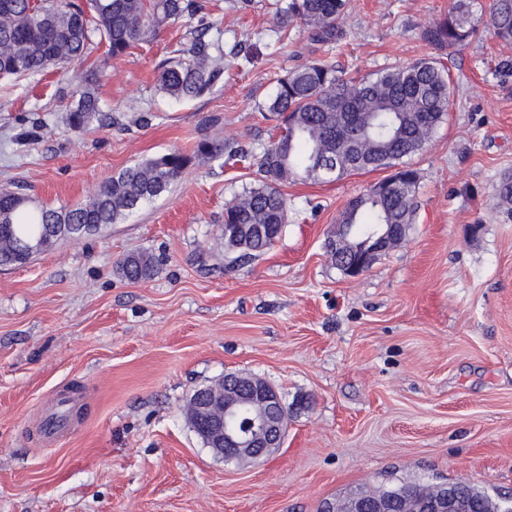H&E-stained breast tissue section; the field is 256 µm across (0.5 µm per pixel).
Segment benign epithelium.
<instances>
[{"instance_id":"benign-epithelium-1","label":"benign epithelium","mask_w":512,"mask_h":512,"mask_svg":"<svg viewBox=\"0 0 512 512\" xmlns=\"http://www.w3.org/2000/svg\"><path fill=\"white\" fill-rule=\"evenodd\" d=\"M399 245L392 227L345 255V274L358 277L382 254ZM187 419L199 426L211 452L241 465L262 462L283 444L285 410L282 400L266 380L243 382L223 376L196 390L186 409ZM466 504L448 493L422 500L416 512H463Z\"/></svg>"}]
</instances>
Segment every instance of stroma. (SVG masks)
Instances as JSON below:
<instances>
[{"label":"stroma","instance_id":"stroma-1","mask_svg":"<svg viewBox=\"0 0 512 512\" xmlns=\"http://www.w3.org/2000/svg\"><path fill=\"white\" fill-rule=\"evenodd\" d=\"M453 0H350L334 47L278 31L274 0H206L224 50L216 89L179 101L159 64L179 22L118 60L0 78V189L76 205L106 177L172 149L184 178L97 235L0 269V512H324L359 488L465 482L512 497V219L494 188L512 174V43L482 34L439 51L422 31ZM435 58L454 94L426 149L418 215L404 241L356 278L325 242L347 201L380 171L289 182L288 220L264 254L224 256V204L252 162L194 157L199 140L260 153L278 123L260 106L314 60L348 75ZM97 75L103 128L66 123L61 88ZM138 102L139 111L126 108ZM146 250L151 280L116 262ZM229 372L265 378L288 410L284 443L240 466L190 427L192 393ZM72 395L69 428L39 422Z\"/></svg>","mask_w":512,"mask_h":512}]
</instances>
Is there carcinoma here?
<instances>
[{"mask_svg": "<svg viewBox=\"0 0 512 512\" xmlns=\"http://www.w3.org/2000/svg\"><path fill=\"white\" fill-rule=\"evenodd\" d=\"M349 0H287L276 11L279 28L301 26L309 39L331 47L344 38L339 20ZM188 18L195 25L172 56L159 65L158 87L176 99H194L214 90L224 73V52L207 35L217 26L203 0H0V77L38 76L51 67L85 60L94 39L106 43L105 60L119 59L135 44ZM479 32L475 0H454L444 17L422 32L437 50L461 48ZM490 34L512 42V0H493ZM451 82L437 60L421 59L362 78L324 61L308 63L276 81L261 105L279 121L282 133L263 147L249 186L224 205V247L233 260L251 259L274 244L288 216L280 186L296 179L331 182L360 172L392 173L351 198L339 219L350 241L400 225L407 235L415 223L418 171L403 164L428 144L448 112ZM69 108L72 130L87 132L105 115L90 79L74 92ZM197 155L245 160L249 153L206 139ZM190 158L170 151L125 167L98 185L83 204L34 207L25 194L0 191V267L28 263L33 254L52 250L65 238L98 234L144 204L169 192L185 174ZM498 203L512 214V176L495 189ZM30 241L34 253L19 245ZM158 261L148 252L130 254L116 271L133 282L155 276ZM459 492L468 512H500L499 500L466 483L423 487L400 482L378 491L360 490L336 501V512H350L354 500L390 503L394 512H413L421 499L444 488Z\"/></svg>", "mask_w": 512, "mask_h": 512, "instance_id": "obj_1", "label": "carcinoma"}]
</instances>
